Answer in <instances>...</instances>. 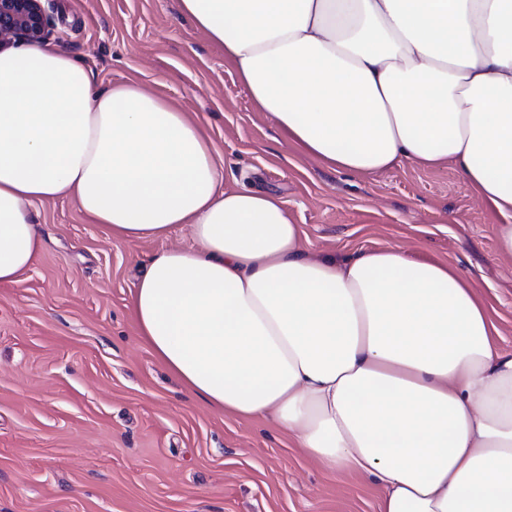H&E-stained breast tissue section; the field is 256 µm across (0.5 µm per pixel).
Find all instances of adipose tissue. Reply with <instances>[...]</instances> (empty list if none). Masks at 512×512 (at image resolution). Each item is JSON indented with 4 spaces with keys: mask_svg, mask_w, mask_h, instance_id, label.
I'll return each instance as SVG.
<instances>
[{
    "mask_svg": "<svg viewBox=\"0 0 512 512\" xmlns=\"http://www.w3.org/2000/svg\"><path fill=\"white\" fill-rule=\"evenodd\" d=\"M288 139L370 175L456 166L512 258V0H181ZM206 130L135 82L95 90L47 45L0 53V284L34 264L35 203L119 239L189 225L131 294L191 394L270 418L379 512H512V354L454 266L397 247L310 257L277 194L222 188Z\"/></svg>",
    "mask_w": 512,
    "mask_h": 512,
    "instance_id": "obj_1",
    "label": "adipose tissue"
}]
</instances>
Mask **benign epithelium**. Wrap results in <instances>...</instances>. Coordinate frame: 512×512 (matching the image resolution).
<instances>
[{"instance_id": "1", "label": "benign epithelium", "mask_w": 512, "mask_h": 512, "mask_svg": "<svg viewBox=\"0 0 512 512\" xmlns=\"http://www.w3.org/2000/svg\"><path fill=\"white\" fill-rule=\"evenodd\" d=\"M55 0H0V51L44 44L53 35Z\"/></svg>"}]
</instances>
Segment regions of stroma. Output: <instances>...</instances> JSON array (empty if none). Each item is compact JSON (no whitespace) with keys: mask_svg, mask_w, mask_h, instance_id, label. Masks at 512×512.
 <instances>
[{"mask_svg":"<svg viewBox=\"0 0 512 512\" xmlns=\"http://www.w3.org/2000/svg\"><path fill=\"white\" fill-rule=\"evenodd\" d=\"M51 47L96 90L133 79L206 128L224 187L278 193L313 256L398 246L456 265L512 353V259L500 215L453 167L401 161L360 176L321 165L256 111L180 0H57ZM44 247L0 285V512H378L379 487L329 473L270 419L190 396L137 336L131 292L150 260L192 243L125 241L71 199L32 209Z\"/></svg>","mask_w":512,"mask_h":512,"instance_id":"stroma-1","label":"stroma"}]
</instances>
